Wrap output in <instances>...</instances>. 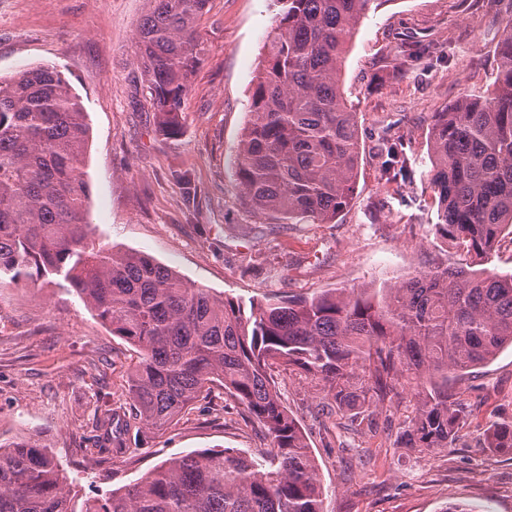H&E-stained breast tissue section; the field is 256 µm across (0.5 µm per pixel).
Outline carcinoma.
Returning a JSON list of instances; mask_svg holds the SVG:
<instances>
[{
  "instance_id": "carcinoma-1",
  "label": "carcinoma",
  "mask_w": 512,
  "mask_h": 512,
  "mask_svg": "<svg viewBox=\"0 0 512 512\" xmlns=\"http://www.w3.org/2000/svg\"><path fill=\"white\" fill-rule=\"evenodd\" d=\"M138 28L141 62L160 136L182 131V106L204 60L196 22L209 0H150ZM276 26L261 47L250 120L235 157L250 209L278 224H330L348 208L361 152L356 112L340 79L357 26L377 0H273ZM432 49L413 42L405 69ZM494 89L431 114L429 181L435 237L469 258L417 271L371 292L336 288L311 298L244 304L219 299L149 255L96 243L83 171L84 106L62 71L38 66L0 79V277H61L138 350L130 410L83 436L97 457L123 448L130 429L164 431L218 385L270 441L259 460L232 448L191 451L128 488L97 493L80 512H323V492L301 426L273 368L319 384L326 414L377 409L409 383L415 411L406 448H446L465 411L448 372L512 347V272L488 268L512 235V20L498 43ZM382 176L397 180L404 142L382 139ZM485 447L512 453V421ZM0 512H75L68 478L37 441L0 444Z\"/></svg>"
}]
</instances>
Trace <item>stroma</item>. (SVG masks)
I'll return each instance as SVG.
<instances>
[{
    "mask_svg": "<svg viewBox=\"0 0 512 512\" xmlns=\"http://www.w3.org/2000/svg\"><path fill=\"white\" fill-rule=\"evenodd\" d=\"M148 0H0V76L61 66L88 113L87 182L96 242L142 252L218 298H301L333 288H386L416 271L457 262L436 239L427 178L432 113L490 89L496 45L512 0H381L358 25L342 88L357 114L361 163L350 207L333 224H272L246 205L235 151L249 119L272 0H210L197 22L205 45L182 108V134L156 131L136 29ZM436 56L403 71L391 61L409 39ZM404 138L411 173L380 179L383 136ZM191 187H184L180 174ZM133 346L101 323L63 280L0 284V440H35L62 464L81 504L123 489L162 461L195 450L269 443L220 387L165 432L132 431L127 448L96 459L80 437L106 412L123 413ZM298 419L324 489V512H512V454L485 447L493 423L512 420V348L448 375L468 417L449 448L417 451L398 435L414 408L406 388L377 427L324 430L321 393L304 375L274 372Z\"/></svg>",
    "mask_w": 512,
    "mask_h": 512,
    "instance_id": "obj_1",
    "label": "stroma"
}]
</instances>
